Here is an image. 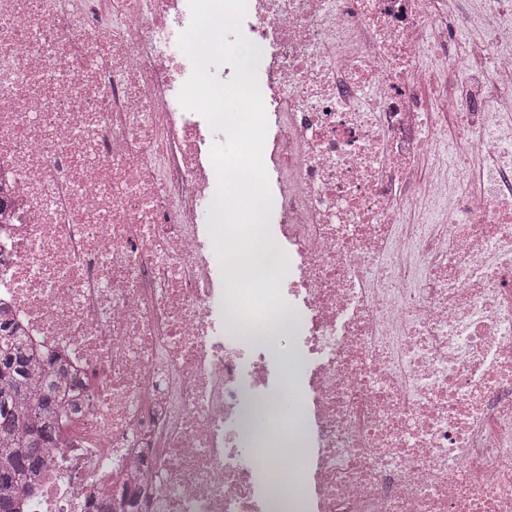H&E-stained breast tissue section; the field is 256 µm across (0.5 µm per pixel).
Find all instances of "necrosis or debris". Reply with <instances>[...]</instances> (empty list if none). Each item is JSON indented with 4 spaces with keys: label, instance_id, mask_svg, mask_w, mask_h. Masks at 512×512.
Here are the masks:
<instances>
[{
    "label": "necrosis or debris",
    "instance_id": "necrosis-or-debris-1",
    "mask_svg": "<svg viewBox=\"0 0 512 512\" xmlns=\"http://www.w3.org/2000/svg\"><path fill=\"white\" fill-rule=\"evenodd\" d=\"M490 36L439 0H248L262 50L276 228L218 258V178L192 73L188 0H0V311L78 405L25 512H512V21ZM431 39L461 69L424 98ZM464 189L419 164L449 114ZM450 199L437 224L408 203ZM290 323L294 459L244 457L271 419L266 334ZM301 474L299 487L278 474ZM462 79L463 75L461 69L448 70V84L428 83L420 90V93L430 97H451L456 94Z\"/></svg>",
    "mask_w": 512,
    "mask_h": 512
}]
</instances>
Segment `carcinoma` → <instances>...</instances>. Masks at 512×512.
I'll return each mask as SVG.
<instances>
[{"label":"carcinoma","mask_w":512,"mask_h":512,"mask_svg":"<svg viewBox=\"0 0 512 512\" xmlns=\"http://www.w3.org/2000/svg\"><path fill=\"white\" fill-rule=\"evenodd\" d=\"M32 356L13 335L12 324L0 318V439L9 443L0 454V512H19V494L45 467L55 445L59 420L66 414L65 396L53 379L31 382ZM42 458L33 459V449Z\"/></svg>","instance_id":"cac0c4a2"}]
</instances>
